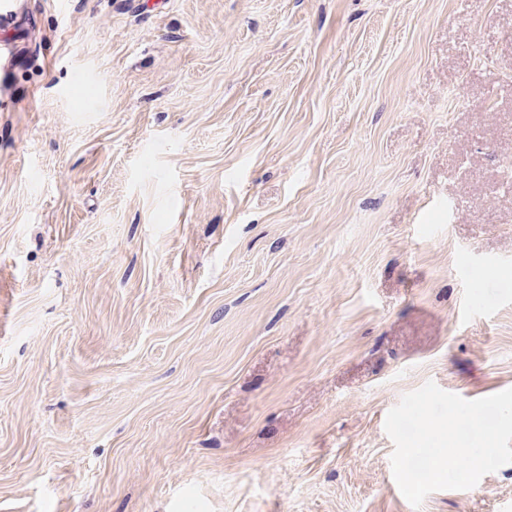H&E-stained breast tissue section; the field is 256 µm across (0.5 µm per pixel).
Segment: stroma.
<instances>
[{
  "label": "stroma",
  "instance_id": "obj_1",
  "mask_svg": "<svg viewBox=\"0 0 512 512\" xmlns=\"http://www.w3.org/2000/svg\"><path fill=\"white\" fill-rule=\"evenodd\" d=\"M19 10L0 512H512L384 428L512 388V0Z\"/></svg>",
  "mask_w": 512,
  "mask_h": 512
}]
</instances>
